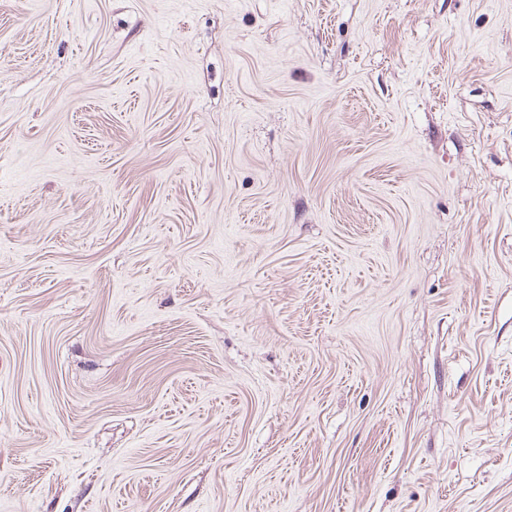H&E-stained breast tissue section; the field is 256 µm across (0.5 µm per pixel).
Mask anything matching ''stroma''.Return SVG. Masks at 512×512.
Returning <instances> with one entry per match:
<instances>
[{
	"mask_svg": "<svg viewBox=\"0 0 512 512\" xmlns=\"http://www.w3.org/2000/svg\"><path fill=\"white\" fill-rule=\"evenodd\" d=\"M0 512H512V0H0Z\"/></svg>",
	"mask_w": 512,
	"mask_h": 512,
	"instance_id": "1",
	"label": "stroma"
}]
</instances>
